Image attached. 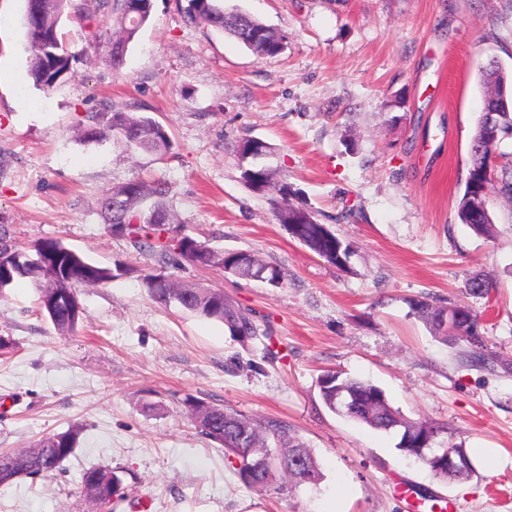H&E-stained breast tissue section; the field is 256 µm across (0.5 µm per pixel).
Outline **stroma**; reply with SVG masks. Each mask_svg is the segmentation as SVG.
<instances>
[{"label": "stroma", "mask_w": 512, "mask_h": 512, "mask_svg": "<svg viewBox=\"0 0 512 512\" xmlns=\"http://www.w3.org/2000/svg\"><path fill=\"white\" fill-rule=\"evenodd\" d=\"M274 28L285 49L261 59L235 39L188 24L154 0L121 69L101 62L112 21L72 0L59 24L75 75L44 90L0 85V233L21 249L61 240L122 275L79 288L76 334L40 316L23 281L0 296V450L80 428L51 475L0 487V512H88L87 469L120 471L134 502L117 512H403L402 485L456 500L458 512H512V373L472 366L465 343L436 340L411 308L460 302L492 351L512 363V203L492 196L491 236L458 219L482 67L512 68V0H224ZM24 0H0V66L26 71ZM37 109H20V96ZM134 107L171 148L132 153L116 139L79 141L91 112ZM272 148L268 165L295 205L349 244L336 267L294 240L269 195L240 178L237 141ZM167 182L178 235L277 265L282 285L187 260L158 264L111 233L101 204L129 179ZM223 291L261 335L153 300L146 274ZM492 283L488 296L466 284ZM278 354L264 359L266 348ZM326 370L382 388L411 420L442 426L474 472L442 480L397 448L396 433L331 412ZM257 421H286L322 468L317 489L253 490L220 445L184 414L186 396Z\"/></svg>", "instance_id": "35a3bbf8"}]
</instances>
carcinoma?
Listing matches in <instances>:
<instances>
[{
	"label": "carcinoma",
	"mask_w": 512,
	"mask_h": 512,
	"mask_svg": "<svg viewBox=\"0 0 512 512\" xmlns=\"http://www.w3.org/2000/svg\"><path fill=\"white\" fill-rule=\"evenodd\" d=\"M129 0H98V7L107 10L112 17V42L106 61L114 69H120L129 45L151 17L152 0H141L137 13L128 12ZM40 15L26 26L30 55L28 74L34 84L51 89L73 76V57L59 40L58 27L70 0H40ZM185 18L192 24H201L227 34L247 47L260 58H274L282 52V37L261 20L238 11L224 8V0H176ZM512 81V73L489 67L482 72L485 87H502ZM484 112L497 113L496 119L504 129L512 128V101L486 93ZM117 136L127 147L144 153L161 154L170 149L168 133L152 118L125 109L95 112L86 116L82 124V137L86 141H99ZM508 141L501 143H471L470 162L465 178V189L458 207V219L477 235L489 233L493 220L489 208L477 212L470 204L485 198L483 193L486 161L497 151L507 155ZM240 177L253 191L266 193L272 189L280 194L276 202L280 223L308 219L299 225V237L310 251L335 265L344 268L350 257L349 245L305 209L288 203V185L277 181L276 170L239 154ZM499 196L512 200V165H502L496 171ZM168 189L163 184L149 186L139 180H130L112 189L103 203L104 221L108 229L116 233L138 234L149 228L164 231L167 224L176 223L165 197ZM194 238L183 236L174 247L165 243L154 245L145 242L143 247L162 264L173 261V256L187 259L202 267H215L226 273L243 278H258L262 271L273 273L278 281H284L280 268L243 252L215 250L198 242L187 248L185 243ZM56 269L63 276L64 291L76 294V286L96 287L112 281L117 274L107 266L99 265L83 254L68 248L57 239L37 241L28 253L18 249L6 236L0 234V294L20 280L37 286L39 312L49 320L56 331L63 335L74 334L83 319V308L75 305L57 306L51 296L39 287L41 276ZM143 284L152 298L159 302H177L183 309L198 316L224 324L229 334L241 341L257 337L258 328L253 315L236 306L224 292L199 286H179L161 279L158 274L143 276ZM415 314L428 326L434 338L453 345L464 341L468 345L470 362L482 368L499 366L505 372L512 371V363L502 362L487 350L480 333V317L471 308L456 303L454 307L464 313L461 319L449 318L448 306L429 299L411 303ZM324 404L332 412L363 424L377 431L389 432L403 428L397 449L404 455L422 463L437 478H462L474 471V465L448 474L444 453L451 450L468 454L461 445L435 447L442 427L426 421H408L392 407L385 392L378 386L342 373L327 370L318 381ZM186 413L194 420L201 433L224 448L228 465L234 468L245 486L268 488L278 486L286 490L307 486L317 488L322 471L317 458L291 433L287 424L278 420L256 422L231 409L218 405L197 407L198 400H184ZM80 430L72 427L40 440L32 448L15 450L0 455V486L14 484L13 473L42 476L57 471L74 452ZM81 486L87 501L94 502L98 512H113L117 502L128 499L123 479L110 468H91L81 477Z\"/></svg>",
	"instance_id": "obj_1"
}]
</instances>
